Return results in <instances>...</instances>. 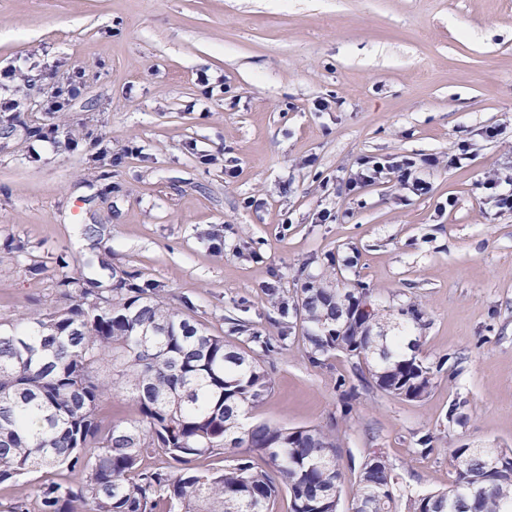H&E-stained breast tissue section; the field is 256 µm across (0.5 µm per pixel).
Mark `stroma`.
Here are the masks:
<instances>
[{"label":"stroma","instance_id":"1","mask_svg":"<svg viewBox=\"0 0 512 512\" xmlns=\"http://www.w3.org/2000/svg\"><path fill=\"white\" fill-rule=\"evenodd\" d=\"M1 66L21 79L0 115V244L27 251L0 256V323L54 304L80 226L101 224L113 267L268 370L254 418L335 428L340 512L370 451L404 504L452 485L455 448H512V211L484 187L512 176V0H0ZM75 70L82 95L45 111L42 87ZM405 157L430 194L393 173L348 189ZM319 284L422 310L426 397L377 390L340 353L311 362L300 304Z\"/></svg>","mask_w":512,"mask_h":512}]
</instances>
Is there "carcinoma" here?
Returning a JSON list of instances; mask_svg holds the SVG:
<instances>
[{"label": "carcinoma", "mask_w": 512, "mask_h": 512, "mask_svg": "<svg viewBox=\"0 0 512 512\" xmlns=\"http://www.w3.org/2000/svg\"><path fill=\"white\" fill-rule=\"evenodd\" d=\"M80 234L102 278L64 280L59 287L74 289L64 305L0 324V485L18 491L48 469L81 475L76 484L44 480L36 512H273L284 489L290 512H339L336 434L249 419L269 392L267 370L168 303L164 289L112 268L102 226ZM358 304L338 288L302 290L311 361L342 352L365 365L375 388L427 395L432 367L400 350L380 312L363 320ZM111 391L131 399L124 423L98 417ZM241 449L264 455L281 482ZM499 453L489 471L483 450L455 449L454 485L411 499L408 512H512V449ZM226 454L220 468L194 466ZM153 455L167 465L144 466ZM357 483L351 512H398L382 454L360 464Z\"/></svg>", "instance_id": "carcinoma-1"}]
</instances>
